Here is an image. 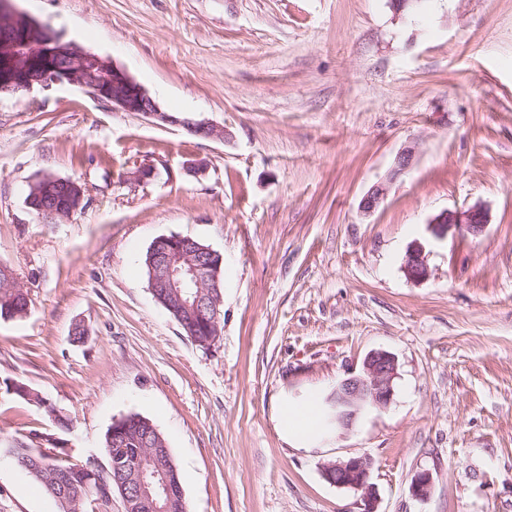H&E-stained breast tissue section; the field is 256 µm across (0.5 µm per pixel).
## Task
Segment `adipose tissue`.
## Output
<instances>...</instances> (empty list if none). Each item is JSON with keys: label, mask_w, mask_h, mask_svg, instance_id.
<instances>
[{"label": "adipose tissue", "mask_w": 512, "mask_h": 512, "mask_svg": "<svg viewBox=\"0 0 512 512\" xmlns=\"http://www.w3.org/2000/svg\"><path fill=\"white\" fill-rule=\"evenodd\" d=\"M321 407L322 399L316 393L305 399L286 397L281 400L277 426L288 443L297 448H315L328 437Z\"/></svg>", "instance_id": "adipose-tissue-1"}]
</instances>
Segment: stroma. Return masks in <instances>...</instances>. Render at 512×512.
Returning <instances> with one entry per match:
<instances>
[{
	"mask_svg": "<svg viewBox=\"0 0 512 512\" xmlns=\"http://www.w3.org/2000/svg\"><path fill=\"white\" fill-rule=\"evenodd\" d=\"M110 58L175 116L155 124L69 83L0 94V264L29 299L0 317V436L59 432L105 462L115 420L166 438L190 512H359L324 462L367 455L378 512H512V0H16ZM230 131L191 134L182 119ZM409 172L359 203L400 149ZM203 163L201 174L190 172ZM139 165L154 174L128 179ZM87 205L40 223L28 187ZM479 206L477 237L431 221ZM223 258L224 328L197 347L154 299L162 235ZM429 276L407 278L413 243ZM83 341H73L75 326ZM394 393L318 448L275 427L282 395L329 393L366 355ZM430 470L431 495L410 492ZM0 457V512H53ZM416 150V145L412 143H409L401 149L396 156L394 166L389 171L385 180L373 185L362 197L359 205L361 212L368 215L373 213L380 206L387 195L389 184L411 169ZM56 179L59 185V190H61L60 202L59 199H57L60 192L57 190V186L53 184L51 177H45L42 179L40 178L29 186L28 194L26 197L27 203L29 207L36 213L37 217L43 221V223L59 224L70 217V214H68L65 209L63 210L62 216L55 217L41 212L38 207L40 203L45 199L47 206L42 207V210L47 212L52 211L54 213L59 204L61 208L67 207L70 213H73L80 208L82 209L83 206L85 197V189L83 185L73 179ZM60 187L63 188L60 189ZM51 194L57 195L56 200L53 199ZM30 199H32L31 202H29Z\"/></svg>",
	"mask_w": 512,
	"mask_h": 512,
	"instance_id": "stroma-1",
	"label": "stroma"
}]
</instances>
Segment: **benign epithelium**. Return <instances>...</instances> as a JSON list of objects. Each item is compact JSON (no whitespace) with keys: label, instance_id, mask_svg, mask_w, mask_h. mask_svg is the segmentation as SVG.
Here are the masks:
<instances>
[{"label":"benign epithelium","instance_id":"7a95c632","mask_svg":"<svg viewBox=\"0 0 512 512\" xmlns=\"http://www.w3.org/2000/svg\"><path fill=\"white\" fill-rule=\"evenodd\" d=\"M67 81L76 84L98 100L123 112H136L157 123H179L191 133L204 138L226 141L228 131L213 123L178 119L161 111L157 103L123 68L113 61L75 45L61 43L60 34L45 25L41 34L32 31L29 16L12 5V0H0V93L29 90L34 85H49ZM417 147L410 143L396 156L394 166L385 180L373 185L362 197L359 208L366 215L373 213L387 195L389 184L412 167ZM61 199H46L42 210L55 211L57 207L75 212L83 206L85 189L73 179H57ZM432 223L438 226H456L466 233L478 236L487 224L486 212L473 207L467 210H448L436 216ZM157 274L152 288H167L185 294L183 304L190 309L199 305L202 289L220 281L222 257L211 248L205 256L192 258L172 256L164 251L155 257ZM406 276L422 281L429 276L424 246L416 242L406 252ZM398 361L391 353L374 350L363 361L362 371L341 381L328 399L335 410V419L342 427L352 422L369 407H383L393 395V381L397 377ZM374 460L368 456L349 457L329 461L322 466V476L331 485L360 493L361 512H377V492L371 482ZM166 460L156 461L152 477L158 480L159 490L166 501L179 494L176 486L163 479ZM140 494V507L158 509L145 472L133 471ZM433 475L428 469L418 471L411 480L412 496L424 500L431 494Z\"/></svg>","mask_w":512,"mask_h":512}]
</instances>
